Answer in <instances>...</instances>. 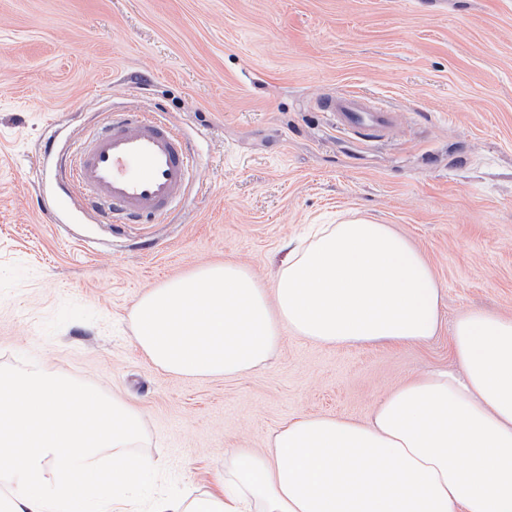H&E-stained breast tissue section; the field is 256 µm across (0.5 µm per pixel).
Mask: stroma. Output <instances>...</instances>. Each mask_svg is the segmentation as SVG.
<instances>
[{
    "label": "stroma",
    "mask_w": 512,
    "mask_h": 512,
    "mask_svg": "<svg viewBox=\"0 0 512 512\" xmlns=\"http://www.w3.org/2000/svg\"><path fill=\"white\" fill-rule=\"evenodd\" d=\"M352 92L398 115L389 139L344 134L318 106ZM129 109L195 150L159 224H113L56 174ZM352 213L432 267L429 341L287 335L229 379L164 373L135 344L149 288L224 261L271 280L306 225ZM472 308L512 315V0H0V371L120 394L168 492L214 489L226 450L266 447L293 416L364 421L407 377L455 367L452 325Z\"/></svg>",
    "instance_id": "obj_1"
}]
</instances>
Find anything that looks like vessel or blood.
<instances>
[{
	"instance_id": "vessel-or-blood-1",
	"label": "vessel or blood",
	"mask_w": 512,
	"mask_h": 512,
	"mask_svg": "<svg viewBox=\"0 0 512 512\" xmlns=\"http://www.w3.org/2000/svg\"><path fill=\"white\" fill-rule=\"evenodd\" d=\"M319 106L346 134L377 138L394 125L393 112L360 95L326 96ZM193 164L190 144L165 119L146 112H115L105 117L99 132L77 144L64 179L87 206L108 201L114 214L135 224L173 211L185 194Z\"/></svg>"
}]
</instances>
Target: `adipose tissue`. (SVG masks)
<instances>
[{"instance_id":"adipose-tissue-1","label":"adipose tissue","mask_w":512,"mask_h":512,"mask_svg":"<svg viewBox=\"0 0 512 512\" xmlns=\"http://www.w3.org/2000/svg\"><path fill=\"white\" fill-rule=\"evenodd\" d=\"M440 285L390 225H318L272 281L208 264L148 289L135 340L157 369L233 378L283 335L327 347L420 343L439 328ZM455 371L414 375L369 420L300 416L267 447L232 450L217 489L159 493L148 512H512V316L461 312ZM117 396L39 366L0 372V512H139L156 465Z\"/></svg>"}]
</instances>
